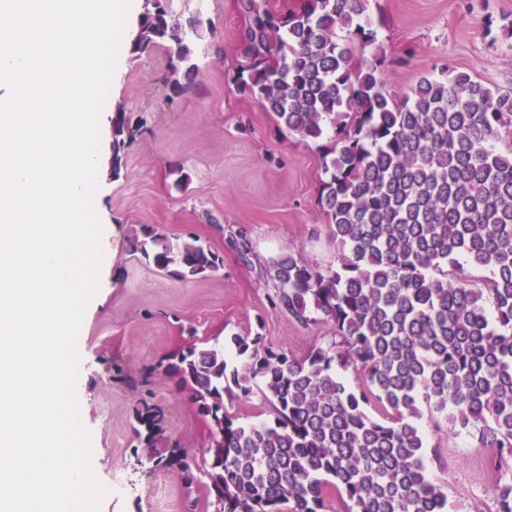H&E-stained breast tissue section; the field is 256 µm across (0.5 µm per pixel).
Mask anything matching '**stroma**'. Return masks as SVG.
<instances>
[{
    "instance_id": "1",
    "label": "stroma",
    "mask_w": 512,
    "mask_h": 512,
    "mask_svg": "<svg viewBox=\"0 0 512 512\" xmlns=\"http://www.w3.org/2000/svg\"><path fill=\"white\" fill-rule=\"evenodd\" d=\"M173 7L181 18L200 21L197 76L175 95L165 47L137 57L122 52L100 118L95 207L111 250L80 328L77 382L82 422L96 441L93 470L122 481L100 512H217L207 479L185 487L181 465L170 460H201L209 423L187 390L155 371L189 338L226 346L231 336L258 329L274 348L300 357L330 334L325 325L304 329L274 310L272 284L262 277L265 266L291 250L314 266L336 260L335 244L322 233V152L228 83L240 62L244 24L236 0H174ZM369 12L379 22L390 92L445 66L512 90V0H370ZM119 107L148 131L115 174L111 118ZM182 173L188 182L179 189ZM146 224L200 237L223 256V267L180 281L146 263L129 248ZM238 227L249 233V266L227 245L229 229ZM146 396L162 412L152 448L136 418ZM421 425L427 472L446 487L448 512H485L494 489L490 450L468 447L449 433L445 414L431 408H423Z\"/></svg>"
}]
</instances>
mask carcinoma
Segmentation results:
<instances>
[{"label":"carcinoma","instance_id":"1","mask_svg":"<svg viewBox=\"0 0 512 512\" xmlns=\"http://www.w3.org/2000/svg\"><path fill=\"white\" fill-rule=\"evenodd\" d=\"M236 2L245 61L231 84L305 141L336 127L320 203L341 252L326 268L290 252L263 273L272 307L304 329L328 324L326 343L295 357L249 332L231 338L241 370L224 347L194 343L163 366L212 428L202 463L220 512H330L329 485L345 512H445L444 486L426 475L423 404L494 449L489 512H512V142L497 146L512 136V92L450 69L390 93L385 58L353 56L376 42L370 0H304L287 13ZM194 22L145 0L129 51L164 44L172 74L189 80ZM137 131L123 110L112 120L115 162ZM228 244L251 263L246 228ZM132 251L181 281L224 266L200 239L153 225ZM468 268L488 273L482 286ZM257 392L271 420L237 421L233 401Z\"/></svg>","mask_w":512,"mask_h":512}]
</instances>
